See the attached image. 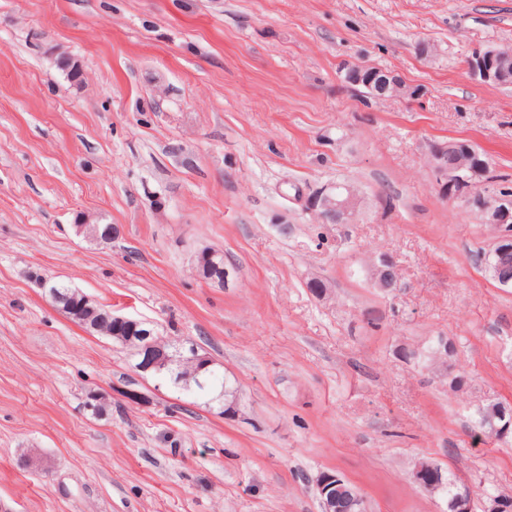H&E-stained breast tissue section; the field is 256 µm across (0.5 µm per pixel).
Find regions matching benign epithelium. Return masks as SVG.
Returning a JSON list of instances; mask_svg holds the SVG:
<instances>
[{
  "instance_id": "obj_1",
  "label": "benign epithelium",
  "mask_w": 512,
  "mask_h": 512,
  "mask_svg": "<svg viewBox=\"0 0 512 512\" xmlns=\"http://www.w3.org/2000/svg\"><path fill=\"white\" fill-rule=\"evenodd\" d=\"M471 77L486 85L509 86L512 84V55L497 48L478 49L467 61ZM344 81L352 86H364L373 90L379 100L388 97L394 89L415 97L419 89L407 86L401 77L378 67L352 65L344 67ZM428 165L435 175L438 195L445 200L460 199L468 206H477L484 222L498 229L492 254L499 257L512 252V196H484L475 190L476 179L482 174L485 162L471 149L470 143L452 140L434 145ZM345 186L327 184L308 196L306 209L314 213L323 224H351L359 207L360 198L353 190L343 194ZM380 276L374 282L381 288L397 286L398 275L393 262L385 256L375 262ZM143 356L139 369L147 367V361L157 348L155 328L152 323L142 322ZM342 478L333 472H323L316 481L322 512H339L336 488Z\"/></svg>"
}]
</instances>
